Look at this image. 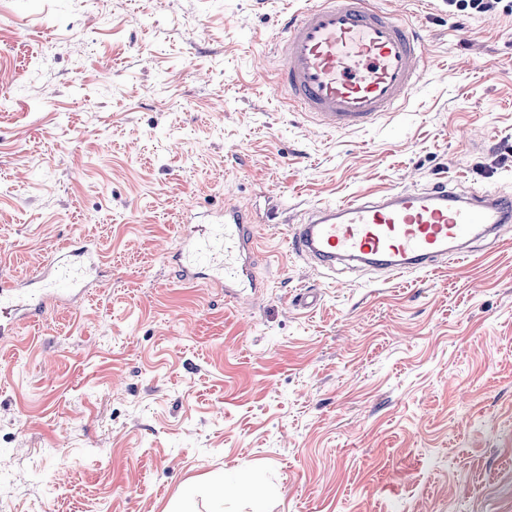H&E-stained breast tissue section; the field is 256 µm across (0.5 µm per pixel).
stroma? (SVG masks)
Returning <instances> with one entry per match:
<instances>
[{"label": "stroma", "instance_id": "1", "mask_svg": "<svg viewBox=\"0 0 512 512\" xmlns=\"http://www.w3.org/2000/svg\"><path fill=\"white\" fill-rule=\"evenodd\" d=\"M307 0H0V275L80 232L98 290L0 341V512H512V223L465 263L326 276L312 207L439 183L512 194V16L371 0L424 58L380 125L276 95ZM253 215L259 293L183 281L185 207ZM315 290L311 308L297 299Z\"/></svg>", "mask_w": 512, "mask_h": 512}]
</instances>
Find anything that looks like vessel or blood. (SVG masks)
I'll return each instance as SVG.
<instances>
[{"label":"vessel or blood","mask_w":512,"mask_h":512,"mask_svg":"<svg viewBox=\"0 0 512 512\" xmlns=\"http://www.w3.org/2000/svg\"><path fill=\"white\" fill-rule=\"evenodd\" d=\"M276 53L275 89L287 91L294 108L322 129L351 132L377 125L411 99L423 47L412 26L371 0H310L286 19ZM510 222L511 195L440 185L328 203L290 232L295 254L319 267L381 268L399 276L429 271L448 258L466 259L471 243ZM252 224L250 211L233 204L214 223L187 225L185 279L207 276L234 299L257 288ZM99 256L90 240L77 249H58L40 274V302L17 306L12 323H0V335L31 320L43 302L88 295Z\"/></svg>","instance_id":"b4317fda"}]
</instances>
